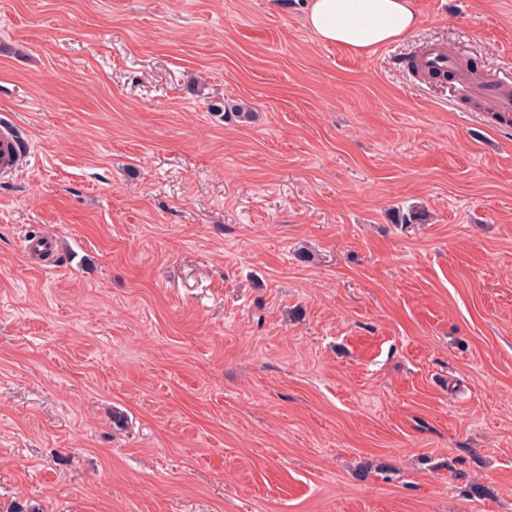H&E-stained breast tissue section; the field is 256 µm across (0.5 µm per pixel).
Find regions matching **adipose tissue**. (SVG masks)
<instances>
[{
    "instance_id": "ef3b65f1",
    "label": "adipose tissue",
    "mask_w": 512,
    "mask_h": 512,
    "mask_svg": "<svg viewBox=\"0 0 512 512\" xmlns=\"http://www.w3.org/2000/svg\"><path fill=\"white\" fill-rule=\"evenodd\" d=\"M306 23L322 43L369 55L412 33L420 18L413 0H312Z\"/></svg>"
}]
</instances>
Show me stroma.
Segmentation results:
<instances>
[{"label": "stroma", "instance_id": "35a3bbf8", "mask_svg": "<svg viewBox=\"0 0 512 512\" xmlns=\"http://www.w3.org/2000/svg\"><path fill=\"white\" fill-rule=\"evenodd\" d=\"M309 3L0 0V512H512V0ZM311 1L306 23L317 38L357 55L403 39L420 23L412 0ZM416 67L425 74L436 68L454 74L455 82L482 112L507 116L512 112V92L506 86L494 80L476 79L455 53L441 45L427 46L418 57ZM28 155L20 128L11 121L0 123V177H12ZM55 240L51 237L28 238L25 240V252L29 260L39 266L44 263L37 261L38 257H47L54 251Z\"/></svg>", "mask_w": 512, "mask_h": 512}]
</instances>
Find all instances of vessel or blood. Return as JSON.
I'll use <instances>...</instances> for the list:
<instances>
[{
  "mask_svg": "<svg viewBox=\"0 0 512 512\" xmlns=\"http://www.w3.org/2000/svg\"><path fill=\"white\" fill-rule=\"evenodd\" d=\"M416 67L425 74L436 68L454 74L456 83L482 111L495 115L512 113L511 89L494 80L476 79L455 53L443 46H427L418 57ZM27 157L20 128L11 121L0 123V177H12Z\"/></svg>",
  "mask_w": 512,
  "mask_h": 512,
  "instance_id": "vessel-or-blood-1",
  "label": "vessel or blood"
}]
</instances>
